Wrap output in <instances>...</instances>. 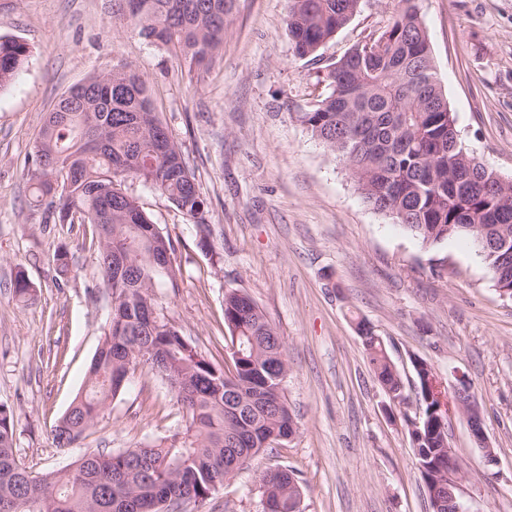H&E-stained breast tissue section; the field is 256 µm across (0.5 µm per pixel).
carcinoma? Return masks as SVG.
<instances>
[{
  "mask_svg": "<svg viewBox=\"0 0 512 512\" xmlns=\"http://www.w3.org/2000/svg\"><path fill=\"white\" fill-rule=\"evenodd\" d=\"M139 34L164 47L189 70L209 65L221 51L233 0H124ZM362 0H289L288 35L300 58L316 55L349 23ZM400 9L377 39L370 57L352 49L328 66L331 91L300 115L313 137L337 154L364 202L432 247L483 231L512 250V181L471 165L455 117L437 78L426 30L415 0ZM23 40L0 36V89L28 61ZM30 181L35 206L46 222L92 224L98 266L110 313L88 367L84 389L52 430L60 448L81 439L108 402L125 388L151 348L161 376L180 403L184 430L170 440L90 459L53 475L29 478L16 454V416L0 404V512H181L202 503L274 442L294 433L283 378L268 364L272 341L286 356L285 341L247 295L224 297V324L232 344L228 372L201 354L156 309L159 277L179 287L180 270L163 266L172 242L138 199L122 189L132 177L165 196L197 225L207 224L202 197L183 153L157 117L146 80L129 66L72 87L48 112L34 142ZM494 282L512 279V264L482 255ZM13 293L33 295L18 272ZM375 376L403 400V382L383 345L364 342ZM418 461L440 457L448 428L412 437ZM269 508L299 512L300 490L286 468L268 469Z\"/></svg>",
  "mask_w": 512,
  "mask_h": 512,
  "instance_id": "obj_1",
  "label": "carcinoma"
}]
</instances>
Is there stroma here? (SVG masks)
I'll return each instance as SVG.
<instances>
[{
  "mask_svg": "<svg viewBox=\"0 0 512 512\" xmlns=\"http://www.w3.org/2000/svg\"><path fill=\"white\" fill-rule=\"evenodd\" d=\"M397 2L362 0L314 60L292 51L288 0H234L221 54L191 72L123 20L121 0H0V35L31 49L0 90V403L15 411L17 455L31 471L154 444L182 424L167 383L138 369L74 447L56 448L51 435L83 386L110 302L94 226L46 223L30 198V155L61 95L128 65L146 80L208 205L205 236L166 197L124 182L175 246L179 287L157 288L159 308L219 364L231 362L228 291L251 297L286 341L294 434L185 512H262L258 475L275 466L298 476L301 512H431L409 435L419 414L416 358L448 392L467 379L483 420L486 451L461 415L448 420L468 512H512V299L470 240L427 247L370 209L299 119L329 93V64L384 30ZM417 7L468 150L512 180V0ZM62 247L71 258L65 276L55 261ZM20 270L35 289L25 304L13 296ZM361 319L400 372L404 402L377 381Z\"/></svg>",
  "mask_w": 512,
  "mask_h": 512,
  "instance_id": "1",
  "label": "stroma"
}]
</instances>
